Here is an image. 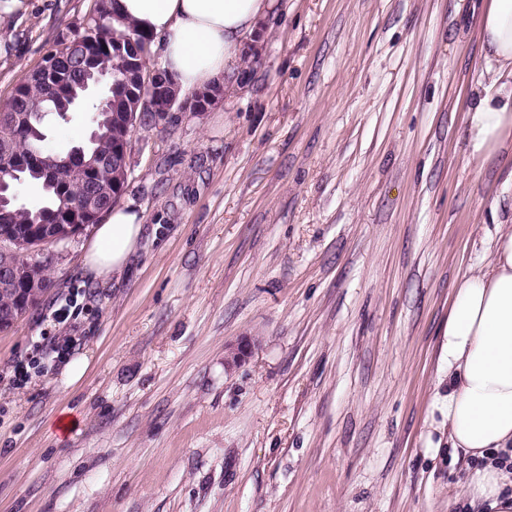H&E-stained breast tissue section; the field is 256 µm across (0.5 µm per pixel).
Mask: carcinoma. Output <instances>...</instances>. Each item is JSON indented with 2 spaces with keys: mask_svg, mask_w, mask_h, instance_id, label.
Returning a JSON list of instances; mask_svg holds the SVG:
<instances>
[{
  "mask_svg": "<svg viewBox=\"0 0 512 512\" xmlns=\"http://www.w3.org/2000/svg\"><path fill=\"white\" fill-rule=\"evenodd\" d=\"M112 2L114 0H105L100 18L92 16L79 29L61 33L55 49L47 52L49 56L63 55L67 60L58 74L55 88H43L39 79L32 76L16 86L15 96L9 105L10 111L25 115L32 124L28 134L14 143L18 153L30 156L44 154V121L47 115L55 114L64 121L70 112L87 113L88 125L96 135L84 146V150L100 156L104 164L91 186H79L73 191L78 198L91 193L103 198L105 191L112 189V184L126 181L119 164L109 163L126 134L125 113L134 111L140 115V125L143 127L154 124L152 111L134 109L135 101L106 81L96 86L102 90V94L91 97V90L96 87L92 85L90 74L122 71L129 61L151 56L153 37L112 13ZM91 39L109 47L115 45L119 53L112 55L101 52L88 58L83 53V44ZM26 183L40 185L44 200L33 207L20 202L14 205L12 227L22 234L36 231V222L43 220L47 211L66 205V199L58 196L53 186L44 184V177L39 172H27L22 180L14 181L17 188Z\"/></svg>",
  "mask_w": 512,
  "mask_h": 512,
  "instance_id": "obj_1",
  "label": "carcinoma"
}]
</instances>
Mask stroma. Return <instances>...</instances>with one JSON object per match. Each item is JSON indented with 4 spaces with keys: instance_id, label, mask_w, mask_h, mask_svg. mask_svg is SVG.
I'll use <instances>...</instances> for the list:
<instances>
[{
    "instance_id": "1",
    "label": "stroma",
    "mask_w": 512,
    "mask_h": 512,
    "mask_svg": "<svg viewBox=\"0 0 512 512\" xmlns=\"http://www.w3.org/2000/svg\"><path fill=\"white\" fill-rule=\"evenodd\" d=\"M92 4L26 0L0 28V103ZM481 7L279 0L244 83L133 128L127 267L94 278L85 228L0 332V512H466L443 331L512 221L462 140L491 82ZM72 288L79 349L13 388Z\"/></svg>"
}]
</instances>
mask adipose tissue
I'll use <instances>...</instances> for the list:
<instances>
[{"instance_id": "1", "label": "adipose tissue", "mask_w": 512, "mask_h": 512, "mask_svg": "<svg viewBox=\"0 0 512 512\" xmlns=\"http://www.w3.org/2000/svg\"><path fill=\"white\" fill-rule=\"evenodd\" d=\"M274 0H117L116 10L154 36L162 66L180 90L220 81L237 65L234 49L266 17ZM479 33L492 63V86L476 92L465 120L469 158L498 160L512 188V0H485ZM142 233L131 205L110 209L97 225L85 268L121 272ZM448 446L476 461L466 483L489 512H512V227L500 229L491 261L453 287L448 325Z\"/></svg>"}]
</instances>
